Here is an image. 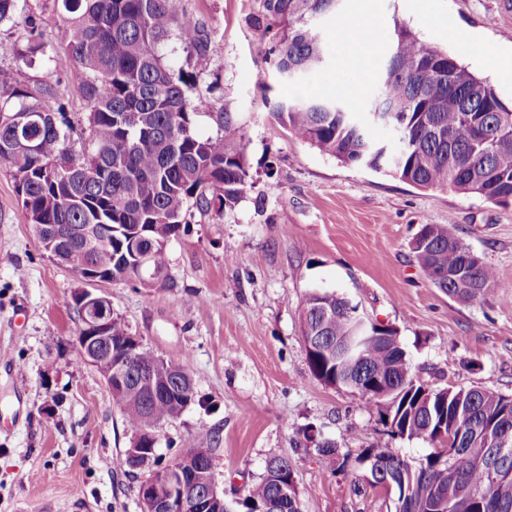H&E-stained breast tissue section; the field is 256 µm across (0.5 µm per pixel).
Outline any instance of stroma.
I'll list each match as a JSON object with an SVG mask.
<instances>
[{
  "mask_svg": "<svg viewBox=\"0 0 512 512\" xmlns=\"http://www.w3.org/2000/svg\"><path fill=\"white\" fill-rule=\"evenodd\" d=\"M186 4L205 23L210 51L187 56L173 38L166 59L192 73V94L213 104L194 117L199 135L219 134L215 113L233 114L255 188L221 221L194 220L167 244L164 281L86 283L44 249L0 163V512H142L139 487L153 468L126 464L132 434L78 352L73 296L81 289L107 297L130 334L181 363L194 382L196 402L156 433L161 460L209 445L218 486L234 505L269 458L285 456L303 512H394L393 497L373 487L359 461L362 449L416 463L436 445L390 438L378 406L311 377L305 301L332 291L394 327L415 376L431 387L512 395V206L423 190L297 140L264 102L263 37L251 22L257 0ZM363 14L381 31L407 24L512 102V77L486 66L512 54V0H346L320 30L326 66L304 83L275 85L274 95L369 98L385 45L362 64L350 34ZM64 26L51 0H23L0 23V66L26 85L58 83L75 118L85 108L63 83L70 59L59 53L28 65L12 53L31 39L57 46ZM447 222L498 272L490 291L467 304L436 288L411 248L421 225ZM310 425L337 445L334 461L306 445L301 431Z\"/></svg>",
  "mask_w": 512,
  "mask_h": 512,
  "instance_id": "35a3bbf8",
  "label": "stroma"
}]
</instances>
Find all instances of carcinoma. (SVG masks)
I'll return each instance as SVG.
<instances>
[{"label": "carcinoma", "mask_w": 512, "mask_h": 512, "mask_svg": "<svg viewBox=\"0 0 512 512\" xmlns=\"http://www.w3.org/2000/svg\"><path fill=\"white\" fill-rule=\"evenodd\" d=\"M327 0H261L258 27L269 36L260 52L263 66L285 83L299 84L320 69L307 63L313 49L327 54L313 15ZM64 14L61 48L73 65L68 83L88 109V139L81 152L70 146L72 127L58 90L50 82L22 86L11 68H0V162L15 179V192L29 223L48 225L62 237L64 263L84 280L90 272L114 280L139 279V258L153 248L145 269L164 268V247L182 225L196 217L217 220L254 189L243 135L229 112L219 113L222 133L203 137L194 116L211 107L188 98L193 75L165 60L173 34L183 50L204 55L209 40L202 21L185 0H54ZM17 58L52 60L47 47L28 42L13 48ZM448 53L425 43L412 28L395 23L389 52L377 71L378 95L363 113L393 109L404 151L399 160L382 155L342 100L332 96L265 98L272 115L293 135L321 153L353 167L383 171L421 189H452L499 206L512 205V105L493 86ZM299 74L288 76V66ZM33 122L18 126L21 113ZM35 140L36 150L28 141ZM428 238L413 249L431 282L450 298L470 303L484 296L496 271L459 237L452 224L426 226ZM112 352H120L128 328L111 318ZM302 336H320L307 353L311 376L329 386L351 383L367 403L383 401L380 419L392 438L442 443L437 433L460 436L458 447L439 448L412 465L389 452L364 451L373 485L381 470L394 468L405 479L407 496L397 495L395 512H431L433 488L448 494L453 512H512V443L505 449L488 438L503 426L512 430V396L482 389L429 388L413 374L395 328L369 321L334 292H313L303 309ZM364 337L359 362L352 365L337 344ZM162 368L158 392L131 387L112 391L139 446L150 461L170 469L178 457L162 462L152 446L157 430L195 402L185 369L172 361L157 365L143 348L128 373ZM288 459L273 457L242 501L258 512L287 500L276 512H302L296 488L282 469Z\"/></svg>", "instance_id": "obj_1"}]
</instances>
